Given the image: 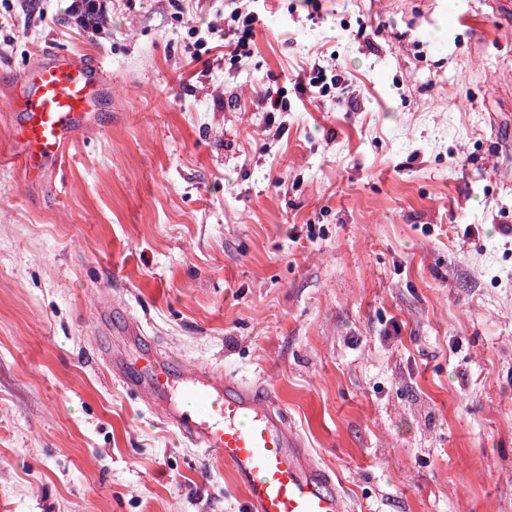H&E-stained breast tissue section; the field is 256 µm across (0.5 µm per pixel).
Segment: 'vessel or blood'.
Returning a JSON list of instances; mask_svg holds the SVG:
<instances>
[{
    "instance_id": "1",
    "label": "vessel or blood",
    "mask_w": 512,
    "mask_h": 512,
    "mask_svg": "<svg viewBox=\"0 0 512 512\" xmlns=\"http://www.w3.org/2000/svg\"><path fill=\"white\" fill-rule=\"evenodd\" d=\"M108 80L99 60L68 51L47 52L22 72L8 111L27 183L54 182L75 135L95 126ZM122 335L135 350L114 355V376L185 442L223 457L251 512H349L343 493L257 387L162 354L136 322H128Z\"/></svg>"
}]
</instances>
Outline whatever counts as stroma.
I'll return each instance as SVG.
<instances>
[{"label":"stroma","instance_id":"obj_1","mask_svg":"<svg viewBox=\"0 0 512 512\" xmlns=\"http://www.w3.org/2000/svg\"><path fill=\"white\" fill-rule=\"evenodd\" d=\"M65 7L0 0V512H249L114 378L130 320L267 392L351 512H512V13L104 0L91 35ZM53 49L112 92L50 190L6 101ZM230 21L224 28V46L230 51L231 59L242 56V51H247L249 42L253 37L255 26L260 19L254 13H246L242 15L239 11H232Z\"/></svg>","mask_w":512,"mask_h":512}]
</instances>
